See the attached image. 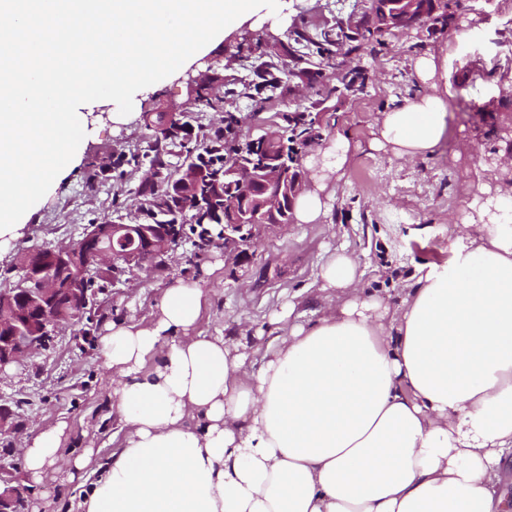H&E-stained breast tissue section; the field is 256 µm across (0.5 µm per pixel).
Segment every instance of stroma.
I'll return each instance as SVG.
<instances>
[{
  "label": "stroma",
  "instance_id": "stroma-1",
  "mask_svg": "<svg viewBox=\"0 0 512 512\" xmlns=\"http://www.w3.org/2000/svg\"><path fill=\"white\" fill-rule=\"evenodd\" d=\"M316 2L288 0L287 18L253 26L263 52H280L293 27L329 20V12L314 11ZM453 30L466 32V39H451ZM384 42L381 51L365 47L352 54L351 66L366 74V86L333 104L330 125L322 131L327 138L343 133L359 146L353 162L329 188L326 223L291 225L262 241L256 254L242 263L225 251L223 238L203 244L187 228L165 274L142 273L129 283L97 291L95 309L77 327H63L49 350L0 373V404H19L25 421L23 431L9 437L15 454L0 456L6 477L26 483L21 448L38 431L60 421L68 425L64 450H92L95 464L107 459L116 422L108 400L112 373L99 338L109 323L149 320L172 280L198 281L208 288L198 330L260 357L278 345L277 318L287 306H294L301 321L318 317L328 301L318 273L330 254L343 250L354 256L362 287L393 307L420 266L447 261L448 242L463 232L461 218L479 184L496 187L506 178L504 168L483 160L490 152H505L506 143L489 129H478L474 115L494 99L500 111L512 110V103L500 99L502 91L512 90V0H463L452 20L389 34ZM440 48L448 53L441 83L453 94L443 140L425 157L389 159L371 146L375 119L413 97L419 83L416 58ZM316 98L306 80L287 76L280 95L263 105L245 98L230 101L228 111L239 119L232 143L282 124L283 113L309 107ZM185 100L181 80L165 81L149 96L134 99L133 118L92 126L79 167L46 195L11 248L0 253V290L14 287L18 260L29 249L69 245L103 217L138 214L136 188L147 169L124 164L123 159L148 151L139 118L143 112H161ZM464 140L478 146L482 158L460 169L456 147ZM105 163L112 166L109 177L89 189L93 173ZM243 323L249 327L244 336L239 333ZM77 486V481L50 468L28 500L47 503L48 512H60L71 505Z\"/></svg>",
  "mask_w": 512,
  "mask_h": 512
}]
</instances>
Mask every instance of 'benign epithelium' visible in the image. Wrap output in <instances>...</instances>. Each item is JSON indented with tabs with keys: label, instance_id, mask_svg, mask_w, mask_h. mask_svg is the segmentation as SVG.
I'll return each instance as SVG.
<instances>
[{
	"label": "benign epithelium",
	"instance_id": "1",
	"mask_svg": "<svg viewBox=\"0 0 512 512\" xmlns=\"http://www.w3.org/2000/svg\"><path fill=\"white\" fill-rule=\"evenodd\" d=\"M403 7L399 21L405 29L420 26L414 15L415 3L398 0ZM203 71L189 70L181 78L186 88V101L167 109L175 120L195 106L196 92ZM270 131L258 137L267 147L260 167L242 158L230 162L227 176L240 185L243 196L224 213V250L252 247L262 232L281 229L296 223L297 198L311 187V180L294 174L280 155L268 147ZM181 177L170 184L168 192L178 207L193 199L197 185L206 179L199 168L180 169ZM124 238L138 241L132 248L117 250L111 242ZM175 251L170 226L167 224H95L77 246H59L50 251L35 248L21 259L24 275L17 287L0 291V371L20 364L34 352L51 346L60 327L74 326L86 312L91 298L75 271H90L112 282H126V276L138 271L150 272L168 267L167 258ZM0 512H27L25 491L0 476Z\"/></svg>",
	"mask_w": 512,
	"mask_h": 512
}]
</instances>
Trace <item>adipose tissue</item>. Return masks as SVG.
I'll return each instance as SVG.
<instances>
[{"mask_svg":"<svg viewBox=\"0 0 512 512\" xmlns=\"http://www.w3.org/2000/svg\"><path fill=\"white\" fill-rule=\"evenodd\" d=\"M441 56L415 61L419 88L380 113L372 145L406 161L434 153L452 97ZM300 224L329 216V181L353 160L330 139ZM445 263L397 306L360 286L359 264L321 266L334 298L313 322L283 313L278 349L249 352L197 331L208 293L176 280L148 322L112 323L99 345L124 439L75 512H503L512 459V201L473 199ZM66 422L22 452L28 479L84 470Z\"/></svg>","mask_w":512,"mask_h":512,"instance_id":"obj_1","label":"adipose tissue"}]
</instances>
